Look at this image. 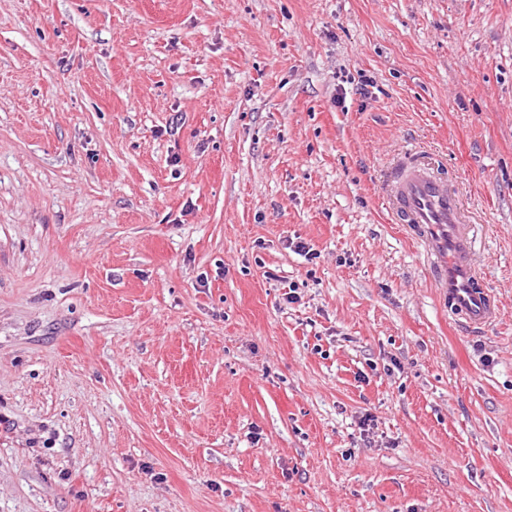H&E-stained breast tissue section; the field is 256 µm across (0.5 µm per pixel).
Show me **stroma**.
I'll list each match as a JSON object with an SVG mask.
<instances>
[{
  "instance_id": "stroma-1",
  "label": "stroma",
  "mask_w": 512,
  "mask_h": 512,
  "mask_svg": "<svg viewBox=\"0 0 512 512\" xmlns=\"http://www.w3.org/2000/svg\"><path fill=\"white\" fill-rule=\"evenodd\" d=\"M0 512H512V0H0ZM384 201L395 224H408L424 245L431 279L445 293L458 326L474 334L494 324L500 305L477 264L454 181L408 156L390 171Z\"/></svg>"
}]
</instances>
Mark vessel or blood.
<instances>
[{
    "mask_svg": "<svg viewBox=\"0 0 512 512\" xmlns=\"http://www.w3.org/2000/svg\"><path fill=\"white\" fill-rule=\"evenodd\" d=\"M384 201L395 222L408 225L423 244L431 279L458 326L474 334L494 324L500 305L477 264L454 181L409 156L390 171Z\"/></svg>",
    "mask_w": 512,
    "mask_h": 512,
    "instance_id": "vessel-or-blood-1",
    "label": "vessel or blood"
}]
</instances>
